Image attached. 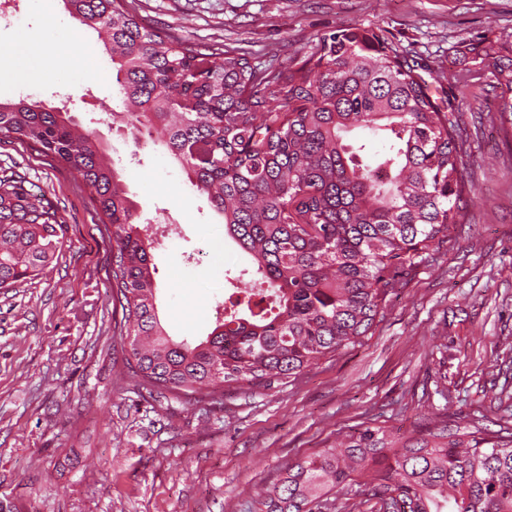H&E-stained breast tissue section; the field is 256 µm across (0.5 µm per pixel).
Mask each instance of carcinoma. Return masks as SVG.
I'll use <instances>...</instances> for the list:
<instances>
[{"label": "carcinoma", "mask_w": 512, "mask_h": 512, "mask_svg": "<svg viewBox=\"0 0 512 512\" xmlns=\"http://www.w3.org/2000/svg\"><path fill=\"white\" fill-rule=\"evenodd\" d=\"M97 32L134 134L156 131L196 190L249 254L257 282L235 286L206 339H173L158 315L151 243L95 132L22 97L0 101V139L77 170L112 241V302L126 365L140 384L201 402L224 386H264L354 346L383 320L402 279L462 224L467 129L462 91L383 33L332 30L298 67L262 70L231 50L142 22L126 0H62ZM512 116V62L495 65ZM367 131L385 141L366 161ZM62 224L35 185L0 176V290L56 258ZM377 512H512V428L425 421L403 437L361 425L288 466L253 512H322L336 488Z\"/></svg>", "instance_id": "carcinoma-1"}]
</instances>
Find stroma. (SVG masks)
<instances>
[{
  "instance_id": "1",
  "label": "stroma",
  "mask_w": 512,
  "mask_h": 512,
  "mask_svg": "<svg viewBox=\"0 0 512 512\" xmlns=\"http://www.w3.org/2000/svg\"><path fill=\"white\" fill-rule=\"evenodd\" d=\"M142 21L200 45L292 66L336 28L383 31L454 80L469 44L512 41V0H131ZM466 221L400 283L360 344L297 378L233 385L196 403L149 393L128 372L108 273L112 244L71 168L0 141V169L40 187L62 224L57 259L0 291V500L13 512H248L256 488L328 447L338 431L387 424L411 435L449 415L488 426L512 415V124L493 58L471 62ZM67 103L107 149L150 229L158 309L170 336L215 326L247 256L163 144L133 136L112 58L61 0H13L0 16V101Z\"/></svg>"
}]
</instances>
